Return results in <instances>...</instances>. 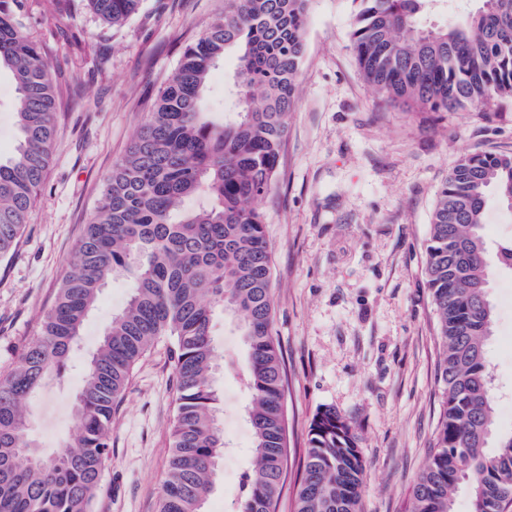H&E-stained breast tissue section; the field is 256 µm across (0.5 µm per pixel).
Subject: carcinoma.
<instances>
[{
  "label": "carcinoma",
  "instance_id": "carcinoma-1",
  "mask_svg": "<svg viewBox=\"0 0 512 512\" xmlns=\"http://www.w3.org/2000/svg\"><path fill=\"white\" fill-rule=\"evenodd\" d=\"M120 27L140 0H86ZM310 0H225L224 15L182 51L178 67L112 167L78 258L16 364L0 372V512H92L112 462V417L135 367L169 340L177 407L158 512H206L226 442L217 371L248 397L253 465L234 512H275L288 459L284 368L272 336L271 253L259 202L271 190L294 111ZM444 0H360L350 32L359 68L388 100L422 112L463 111L512 97V0H478L438 27ZM23 0H0V70L17 90L18 140L0 161V258L17 246L52 154L57 93ZM234 56L233 107L220 123L203 106L211 72ZM209 204L182 210L183 199ZM512 211V153H466L441 185L429 224L426 284L437 322L441 414L407 512H469L512 505V433L496 431L486 343L494 317L484 237L489 197ZM133 288L84 368L75 432L37 451L26 404L62 374L84 320L109 280ZM236 323L242 352L213 342L216 313ZM364 463L351 424L332 407L313 417L294 512H358Z\"/></svg>",
  "mask_w": 512,
  "mask_h": 512
}]
</instances>
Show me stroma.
<instances>
[{
	"label": "stroma",
	"instance_id": "obj_1",
	"mask_svg": "<svg viewBox=\"0 0 512 512\" xmlns=\"http://www.w3.org/2000/svg\"><path fill=\"white\" fill-rule=\"evenodd\" d=\"M355 0H311L297 105L276 182L260 208L272 258V333L285 368L288 467L276 512H294L309 428L319 408L359 438V512H405L440 413L436 319L424 266L431 213L468 152H512V102L461 112L390 103L364 81L350 46ZM224 13V0H141L121 28L68 0L47 18L24 0L58 94L44 183L13 253L0 260V371L36 336L76 258L113 164L127 151L185 45ZM16 88L0 72V156L17 142ZM131 285L108 282L82 326L64 375H49L27 407L28 432L49 454L75 429L73 400ZM488 360L499 431L512 430V274L493 271ZM170 344L157 340L112 418V463L93 512H157L171 452L176 390ZM229 442L209 512H224L250 468L243 393L217 378Z\"/></svg>",
	"mask_w": 512,
	"mask_h": 512
}]
</instances>
